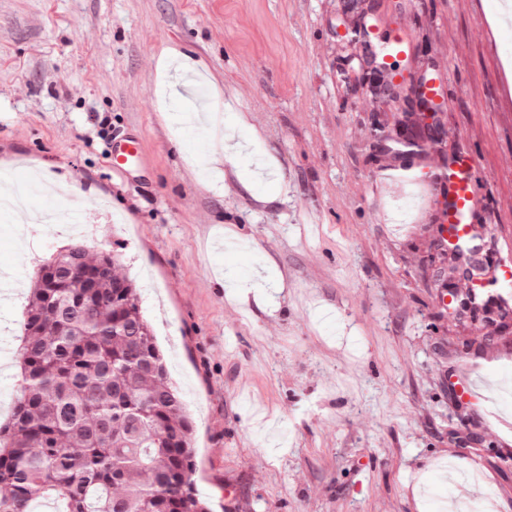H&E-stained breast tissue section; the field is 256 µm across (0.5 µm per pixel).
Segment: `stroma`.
Here are the masks:
<instances>
[{"label":"stroma","instance_id":"35a3bbf8","mask_svg":"<svg viewBox=\"0 0 512 512\" xmlns=\"http://www.w3.org/2000/svg\"><path fill=\"white\" fill-rule=\"evenodd\" d=\"M411 44L393 68H446L436 168L469 150L475 192L512 244V22L502 0H371ZM344 0H0V168L61 187L31 208L84 216L20 233L0 215V347L16 350L39 264L75 240L117 252L194 425L211 512H456L453 463L512 512V428L450 397L445 281L423 257L438 225L410 183L379 185L370 114L348 90ZM144 163H107L134 129ZM234 131L237 171L207 160ZM252 182L250 192L240 179ZM244 250L217 254L216 237ZM477 431L481 448L459 438Z\"/></svg>","mask_w":512,"mask_h":512}]
</instances>
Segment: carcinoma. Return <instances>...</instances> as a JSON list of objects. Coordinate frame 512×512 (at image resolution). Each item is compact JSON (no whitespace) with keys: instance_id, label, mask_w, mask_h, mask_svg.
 <instances>
[{"instance_id":"carcinoma-1","label":"carcinoma","mask_w":512,"mask_h":512,"mask_svg":"<svg viewBox=\"0 0 512 512\" xmlns=\"http://www.w3.org/2000/svg\"><path fill=\"white\" fill-rule=\"evenodd\" d=\"M120 263L74 244L37 269L20 396L0 425V512H34L40 496L54 512H207L192 419Z\"/></svg>"}]
</instances>
